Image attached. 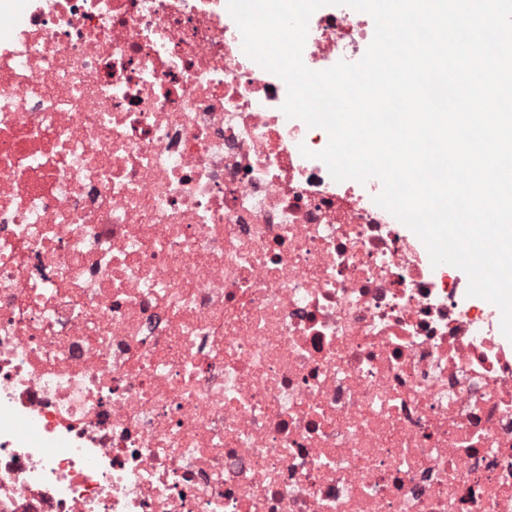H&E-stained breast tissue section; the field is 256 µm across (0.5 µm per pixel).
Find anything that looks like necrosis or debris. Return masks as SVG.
<instances>
[{
	"label": "necrosis or debris",
	"mask_w": 512,
	"mask_h": 512,
	"mask_svg": "<svg viewBox=\"0 0 512 512\" xmlns=\"http://www.w3.org/2000/svg\"><path fill=\"white\" fill-rule=\"evenodd\" d=\"M286 94L226 0H0V512H512L499 308Z\"/></svg>",
	"instance_id": "4bbe7bcc"
}]
</instances>
